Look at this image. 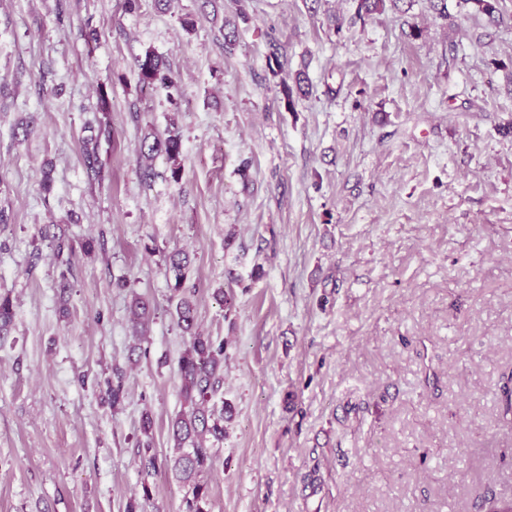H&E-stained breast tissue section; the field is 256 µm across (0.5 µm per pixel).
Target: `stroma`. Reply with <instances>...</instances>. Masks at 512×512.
<instances>
[{"label": "stroma", "instance_id": "obj_1", "mask_svg": "<svg viewBox=\"0 0 512 512\" xmlns=\"http://www.w3.org/2000/svg\"><path fill=\"white\" fill-rule=\"evenodd\" d=\"M432 2L361 18L354 0H0V512H125L146 486L144 512H185L177 250L199 329L225 344L211 403L234 408L210 512L512 499V0L496 24ZM149 49L177 104L141 92ZM301 70L309 94L286 98ZM172 121L176 181L141 158ZM189 256L183 252H173L167 263V273L169 280L174 281L171 288L174 291V297H177L175 313L177 324L184 331H191L195 321V309L190 295L186 293L185 281L187 279V269L189 267Z\"/></svg>", "mask_w": 512, "mask_h": 512}]
</instances>
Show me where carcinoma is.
<instances>
[{"mask_svg": "<svg viewBox=\"0 0 512 512\" xmlns=\"http://www.w3.org/2000/svg\"><path fill=\"white\" fill-rule=\"evenodd\" d=\"M407 0H357V15L370 16L382 13L386 8L399 9V4ZM474 4L489 22L497 20V0H461ZM139 80L143 86L154 91L164 90L171 105H177L174 91L176 82L170 75L166 60L149 49L138 59ZM141 152L152 159L163 155L171 164V178L179 180L181 174L182 140L176 125L172 124L162 135L147 134ZM189 256L176 251L168 258L167 273L177 302L175 313L177 324L184 331L191 332L178 358V373L187 409L171 419L170 430L173 448L176 451L173 468L179 481L186 489L185 512H208L209 485L205 474L211 471L214 449L210 441L224 439V423L231 420L233 406L226 402L221 408L208 406L214 393L224 378V342L216 343L209 336L192 331L195 309L190 295L185 291ZM13 303L7 296L0 295V333L8 330L13 320ZM499 399L502 403V420L512 425V375L502 379L499 386Z\"/></svg>", "mask_w": 512, "mask_h": 512, "instance_id": "obj_1", "label": "carcinoma"}]
</instances>
